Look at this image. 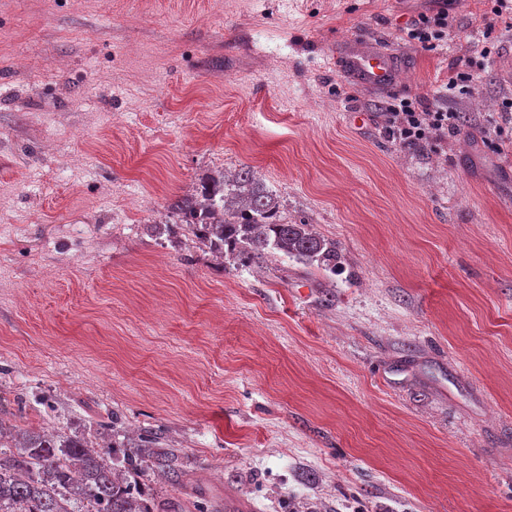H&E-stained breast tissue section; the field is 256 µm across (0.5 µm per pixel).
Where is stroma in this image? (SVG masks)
I'll return each mask as SVG.
<instances>
[{
    "instance_id": "35a3bbf8",
    "label": "stroma",
    "mask_w": 512,
    "mask_h": 512,
    "mask_svg": "<svg viewBox=\"0 0 512 512\" xmlns=\"http://www.w3.org/2000/svg\"><path fill=\"white\" fill-rule=\"evenodd\" d=\"M437 0H0V416L163 432L220 512H512V31ZM402 69L368 90L337 44ZM474 74L449 89L451 72ZM403 98L459 113L406 145ZM254 170L335 275L155 232L201 175ZM448 33V2L442 0L440 9L432 15L420 14L407 28V41H417L422 46L432 45L433 41L441 40Z\"/></svg>"
}]
</instances>
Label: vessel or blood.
Here are the masks:
<instances>
[{
	"label": "vessel or blood",
	"instance_id": "vessel-or-blood-1",
	"mask_svg": "<svg viewBox=\"0 0 512 512\" xmlns=\"http://www.w3.org/2000/svg\"><path fill=\"white\" fill-rule=\"evenodd\" d=\"M334 57L341 72L364 87H388L399 78L395 57L379 50L361 49L345 43L340 45Z\"/></svg>",
	"mask_w": 512,
	"mask_h": 512
}]
</instances>
